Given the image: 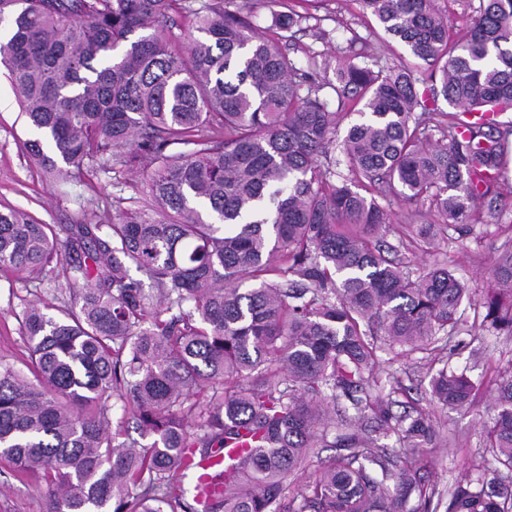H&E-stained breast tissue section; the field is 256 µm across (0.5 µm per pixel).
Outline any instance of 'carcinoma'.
<instances>
[{"mask_svg": "<svg viewBox=\"0 0 512 512\" xmlns=\"http://www.w3.org/2000/svg\"><path fill=\"white\" fill-rule=\"evenodd\" d=\"M227 2L0 0L10 23L0 63L51 142L48 152L27 142L44 172L67 182L112 160L150 165L144 209L57 229L0 213L1 266L44 283L54 261L84 256L66 276L67 307L23 312L28 373L0 365V460L39 482L38 512H284V480L313 449L334 448L291 512H422L436 491L414 477L418 448L438 433L422 413H392L399 378L387 398L370 394L375 335L423 350L455 331L470 289L447 263L413 276L366 192L398 185L429 201L440 223L406 227L429 247L498 209L512 0H482L453 42L436 0H360L432 70L349 58L334 83L283 50L308 14L279 15L267 38L247 5ZM174 12L193 14L199 36L181 41ZM440 95L458 112L431 126L415 117ZM356 101L338 158L340 111ZM479 306L482 322L512 335V249ZM432 389L451 408L474 396L445 368ZM111 399L123 411L113 432ZM131 420L139 442L119 440ZM485 432L508 475L457 485L447 512H512L511 377ZM392 433L399 453L379 443ZM239 445L249 451L203 488L174 482L192 459Z\"/></svg>", "mask_w": 512, "mask_h": 512, "instance_id": "1", "label": "carcinoma"}]
</instances>
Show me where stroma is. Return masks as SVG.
Listing matches in <instances>:
<instances>
[{
    "instance_id": "stroma-1",
    "label": "stroma",
    "mask_w": 512,
    "mask_h": 512,
    "mask_svg": "<svg viewBox=\"0 0 512 512\" xmlns=\"http://www.w3.org/2000/svg\"><path fill=\"white\" fill-rule=\"evenodd\" d=\"M287 54L297 67L320 81L335 80L338 64L355 54L375 70L411 67L424 74L429 71L425 62L414 58L363 12L359 0H324L303 29L289 39ZM32 137L8 72L0 66V212L21 210L39 223L59 226L94 224L115 209H139L147 204L146 174L139 167L88 169L69 184L57 185L32 162L26 149ZM379 202L390 216L386 240L398 246L412 271L449 261L471 290L470 300L458 310L459 328L448 339L441 361L432 360L426 351L385 344L377 367L381 389H388L389 374H396L405 387L399 396L404 408L425 412L440 433L437 444L421 448L419 475L437 491L431 502L433 512H445L448 493L455 485L476 480L496 467L485 446L483 424L499 381L512 376V336L483 326L474 302L490 285L494 258L505 245H512V195L505 196L494 215L464 225L451 240L438 241L431 249L399 238L402 226L426 220L427 206L404 202L394 191L381 196ZM53 294L50 286L0 268V363L23 368L28 345L20 327L22 312L30 304L52 302ZM444 364L473 382L471 407L450 408L434 398L431 382ZM37 500L35 481L21 480L0 462V512H36Z\"/></svg>"
}]
</instances>
